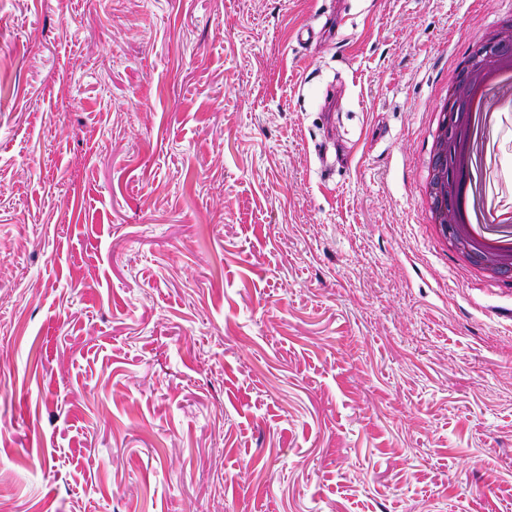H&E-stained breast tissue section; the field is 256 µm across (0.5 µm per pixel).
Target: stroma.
Returning <instances> with one entry per match:
<instances>
[{
  "instance_id": "stroma-1",
  "label": "stroma",
  "mask_w": 512,
  "mask_h": 512,
  "mask_svg": "<svg viewBox=\"0 0 512 512\" xmlns=\"http://www.w3.org/2000/svg\"><path fill=\"white\" fill-rule=\"evenodd\" d=\"M501 12L0 0V512H512V291L421 205Z\"/></svg>"
}]
</instances>
